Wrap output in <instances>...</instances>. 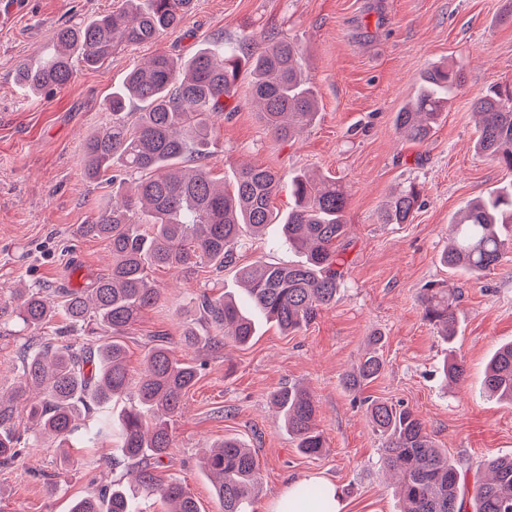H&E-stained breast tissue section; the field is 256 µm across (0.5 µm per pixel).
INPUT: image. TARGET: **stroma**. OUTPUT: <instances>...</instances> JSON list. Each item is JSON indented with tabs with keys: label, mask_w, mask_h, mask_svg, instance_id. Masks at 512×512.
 <instances>
[{
	"label": "stroma",
	"mask_w": 512,
	"mask_h": 512,
	"mask_svg": "<svg viewBox=\"0 0 512 512\" xmlns=\"http://www.w3.org/2000/svg\"><path fill=\"white\" fill-rule=\"evenodd\" d=\"M122 2L19 0L0 22V308L18 281L76 288L107 271L108 247L78 227L108 204L112 183L87 180L81 157L87 137L109 122L105 103L130 68L160 53L191 56L219 36L228 46L293 37L305 50L319 102L316 119L295 139H275L249 95L251 76L242 72L224 113L211 119L210 163L224 181L234 169L255 165L284 177L311 171L346 184L340 296L293 334L263 322L247 346L229 342L202 351L181 341L189 324L199 335L210 332L189 298L206 284L237 288L234 269L188 280L154 271L161 297L123 337L131 377L141 376L159 336L183 359L204 365L172 423L174 445L159 476L183 484L201 512H220L199 457L234 438L259 462L256 512L280 505L290 481L310 476L336 487L342 512H399L382 442L343 383L376 333L385 367L362 396L413 410L461 468L512 456V405L482 392L490 357L512 341V250L479 281L440 261L454 212L512 178V171L475 154L471 109L488 86L512 88V0H194L180 31L120 51L95 69L76 64L65 89L33 95L20 89L18 65L42 57L57 27ZM442 64L462 66L464 82L431 138L411 142L396 130L394 115L412 98L420 75ZM412 181L422 188L413 221L381 223L387 200ZM292 204L287 186H280L272 199L277 222L262 236L245 237L238 265L302 261L279 223ZM430 286L455 291L454 342H444L423 316L420 296ZM28 341L0 334V391L19 382ZM451 357L465 368L464 381L454 387L442 379ZM294 385L308 388L318 402L323 456L299 452L271 402L274 392ZM131 468L109 435L96 447L66 454L51 445L30 448L0 467V512H68L89 485L130 484Z\"/></svg>",
	"instance_id": "stroma-1"
}]
</instances>
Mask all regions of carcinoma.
I'll return each instance as SVG.
<instances>
[{
  "mask_svg": "<svg viewBox=\"0 0 512 512\" xmlns=\"http://www.w3.org/2000/svg\"><path fill=\"white\" fill-rule=\"evenodd\" d=\"M120 11L56 29L54 45L36 65L22 63L17 82L28 92L62 89L73 77L74 54L96 67L130 46L151 42L181 29L193 0H126ZM302 46L290 38L225 52L207 44L188 59L158 54L131 69L108 99L111 121L86 141L81 165L93 180L113 169L121 200L112 201L90 224L84 236L106 242L112 264L80 288L49 290L20 282L14 288L7 321L31 333L48 328L56 304L69 319V329L56 332L36 347H26L18 385L0 393V465L21 458L39 439L60 448L77 440L85 448L97 444L112 416L103 409L126 398L130 409L118 416L116 440L124 458L137 465L132 482L146 496L168 503V512H199L197 500L179 482H163L155 469L170 456L171 418L183 407L185 394L199 379L198 365L179 358L169 342L149 348L144 374L132 381L125 365L121 337L160 297L149 279L156 268L187 276L202 269L221 273L236 263L243 231L273 223L271 199L278 190V172L243 166L232 189L217 184L203 165L209 151V118L224 111L241 70L253 76L251 97L267 130L289 141L310 126L318 101L305 77ZM460 67L436 66L421 74L412 100L395 113L399 133L412 141L431 137L443 112L462 83ZM475 153L512 170V94L496 86L475 99ZM294 206L282 222L285 241L302 250L299 264L258 259L237 269L247 295L241 306L227 294L205 291L193 297L213 328L199 336L192 326L183 332L186 345L202 350L224 340L245 346L256 335L253 312L284 332L293 333L336 303L344 261L338 251L346 237L348 191L338 181L296 173L290 178ZM421 190L409 184L391 196L381 211L383 224H408ZM512 180L469 201L452 222L453 242L442 252L444 265L480 279L512 248ZM424 318L451 340L457 322L453 291L427 288L422 295ZM381 337L373 336L361 361L345 378L358 391L383 368ZM450 383L464 379V365L444 364ZM486 391L512 403V343L491 357ZM288 435L306 456L325 452L317 427L318 406L301 387L273 394ZM373 432L382 440L383 463L399 477L402 512H512V458L487 464L489 477H479L466 496L465 478L456 462L439 448L414 412L401 405L371 400L365 408ZM97 414L82 427L81 414ZM202 469L210 479L222 512H254L261 484L253 451L234 438L207 454ZM323 488L303 485L298 497L286 499L281 512L322 498ZM70 512H135L133 499L120 488L90 492Z\"/></svg>",
  "mask_w": 512,
  "mask_h": 512,
  "instance_id": "carcinoma-1",
  "label": "carcinoma"
}]
</instances>
